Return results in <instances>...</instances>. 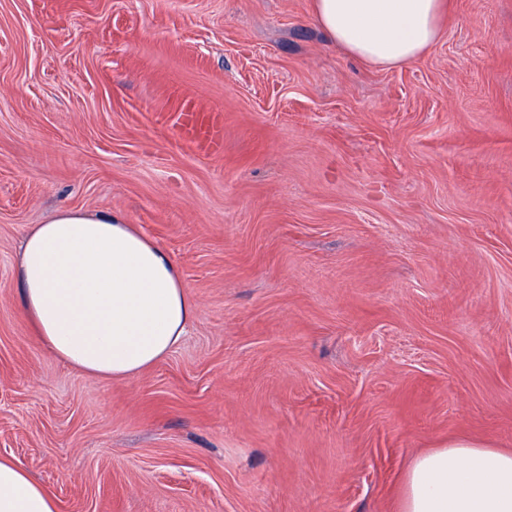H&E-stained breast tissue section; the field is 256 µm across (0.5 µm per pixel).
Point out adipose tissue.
I'll use <instances>...</instances> for the list:
<instances>
[{
    "label": "adipose tissue",
    "mask_w": 512,
    "mask_h": 512,
    "mask_svg": "<svg viewBox=\"0 0 512 512\" xmlns=\"http://www.w3.org/2000/svg\"><path fill=\"white\" fill-rule=\"evenodd\" d=\"M446 0H313V19L368 65L408 64L441 36ZM35 338L93 378L122 380L177 347L196 307L177 265L118 215L56 212L26 236L17 269ZM0 512H58L18 461L0 458ZM398 512H512V450L466 438L419 456Z\"/></svg>",
    "instance_id": "obj_1"
}]
</instances>
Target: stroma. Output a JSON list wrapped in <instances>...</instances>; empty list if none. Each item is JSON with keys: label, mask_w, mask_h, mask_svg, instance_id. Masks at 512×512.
Masks as SVG:
<instances>
[{"label": "stroma", "mask_w": 512, "mask_h": 512, "mask_svg": "<svg viewBox=\"0 0 512 512\" xmlns=\"http://www.w3.org/2000/svg\"><path fill=\"white\" fill-rule=\"evenodd\" d=\"M447 3L385 70L312 0H0V457L59 512H397L421 453L512 448V0ZM60 208L180 269L195 318L137 376L21 313L20 244ZM196 112L202 111L196 107L195 111H192L186 115L185 126L187 129L197 136H204L209 140L210 144H213L216 147H221L222 139L219 135V132L214 131L213 124L210 122L209 117L202 115V113Z\"/></svg>", "instance_id": "1"}]
</instances>
